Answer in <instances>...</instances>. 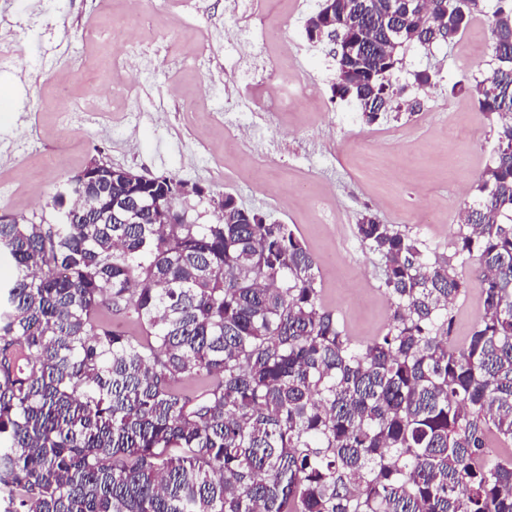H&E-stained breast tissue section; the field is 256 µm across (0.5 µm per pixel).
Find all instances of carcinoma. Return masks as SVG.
I'll list each match as a JSON object with an SVG mask.
<instances>
[{
	"label": "carcinoma",
	"instance_id": "carcinoma-1",
	"mask_svg": "<svg viewBox=\"0 0 512 512\" xmlns=\"http://www.w3.org/2000/svg\"><path fill=\"white\" fill-rule=\"evenodd\" d=\"M323 5L307 37L368 124L407 47L489 19L469 90L496 145L453 255L361 215L390 320L356 342L289 225L170 176L69 178L51 216L0 222V512H512V0ZM479 290L471 286L465 298H460L455 306V324L453 327V339L461 342L470 334L475 323V317L479 308Z\"/></svg>",
	"mask_w": 512,
	"mask_h": 512
}]
</instances>
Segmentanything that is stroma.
I'll list each match as a JSON object with an SVG mask.
<instances>
[{
	"label": "stroma",
	"mask_w": 512,
	"mask_h": 512,
	"mask_svg": "<svg viewBox=\"0 0 512 512\" xmlns=\"http://www.w3.org/2000/svg\"><path fill=\"white\" fill-rule=\"evenodd\" d=\"M322 0H0V214L45 211L57 186L97 158L146 176H174L290 225L313 255L323 301L358 341L381 334L390 305L379 261L356 233L373 213L452 255L459 212L496 141V120L453 91L485 68L490 32L478 18L453 43L414 46L396 78L417 109L368 125L333 98L336 63L305 22ZM268 35L253 38L257 16ZM148 48L127 70L118 59ZM314 90L270 106L274 62ZM431 73L415 89V76ZM124 81V94L112 84ZM262 126L254 143L228 136L212 112Z\"/></svg>",
	"instance_id": "35a3bbf8"
}]
</instances>
